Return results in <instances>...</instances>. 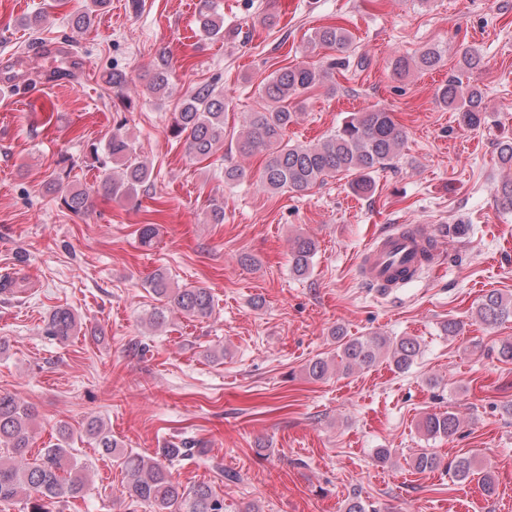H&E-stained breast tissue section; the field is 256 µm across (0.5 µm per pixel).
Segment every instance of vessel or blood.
I'll return each mask as SVG.
<instances>
[{
	"instance_id": "b4317fda",
	"label": "vessel or blood",
	"mask_w": 512,
	"mask_h": 512,
	"mask_svg": "<svg viewBox=\"0 0 512 512\" xmlns=\"http://www.w3.org/2000/svg\"><path fill=\"white\" fill-rule=\"evenodd\" d=\"M32 54L46 59L52 54L70 57L74 73L86 67L83 56L71 44L57 40L36 46ZM442 254L438 238L422 224H395L385 229L364 250L359 264L363 280L383 291H392L435 264Z\"/></svg>"
}]
</instances>
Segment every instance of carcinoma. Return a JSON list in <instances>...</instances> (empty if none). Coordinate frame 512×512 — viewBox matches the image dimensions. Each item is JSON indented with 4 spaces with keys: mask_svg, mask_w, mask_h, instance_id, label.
<instances>
[{
    "mask_svg": "<svg viewBox=\"0 0 512 512\" xmlns=\"http://www.w3.org/2000/svg\"><path fill=\"white\" fill-rule=\"evenodd\" d=\"M203 2L204 9L199 14L200 29L210 38L223 37L224 29L213 10L212 0ZM107 3L108 0H90L86 10L76 17V28L83 30L90 26L93 13ZM313 40L338 51L351 43L347 30L335 25L316 30ZM443 63V52L431 46L414 56L394 58L392 71L396 77L404 78L414 71L438 69ZM482 64L483 58L477 51L468 48L462 51L461 70L478 69ZM340 65L342 62L337 59L324 67L299 64L278 69L261 83L259 93L267 104L260 111L248 113L244 127L235 138L234 149L241 156L265 155L259 180L266 189L302 193L324 184L329 178L347 174L352 177L350 187L353 192L366 194L374 189L375 174L392 167L397 159L406 132L395 121L393 113L384 108L352 114L316 144H292L286 139L288 127L298 116L291 103H299L302 95L326 83ZM170 78L168 61L163 58L150 74L147 89L161 99L165 97ZM439 100L458 112L459 123L467 128L479 127L486 121L482 90L464 83L458 75L448 76L439 91ZM171 133L175 138L184 139L188 153L201 161L223 149L227 139L223 92L209 82L195 86L181 110L174 113ZM88 156L98 169L106 170L112 163L120 165L118 171L103 180V187L114 195L134 190L150 178V170L140 160L135 142L120 127L112 132L105 149L90 144ZM60 201L66 210L84 213L91 206V195L86 190L69 192L63 189ZM316 251L314 240L296 238L290 252L292 271L298 276L309 274ZM150 289L161 302L149 317L154 326L164 325L171 312L205 318L211 315L215 306L209 289L200 286L173 288L162 272L154 274ZM476 316L487 325L512 319V299L492 291L484 295ZM75 330L76 317L72 310L58 307L45 322L43 333L65 343L75 335ZM332 336L337 345L338 367L345 374L356 369H369L382 360L395 370L406 372L420 353L419 342L411 337L392 341L374 333L348 338L336 330ZM331 368L333 365L328 360L317 358L307 365V373L313 380H322ZM33 417L31 408L12 394L0 392V505H9L20 497L25 501L26 512H61V503L84 494L88 466L79 463L72 453L73 434L65 426L58 430L57 443L44 449L38 458L28 461L26 455ZM421 428L431 437H451L457 433L459 421L449 411L432 412L424 417ZM83 433L108 454L118 448L111 430L99 418L88 420ZM189 451L191 443L183 441L160 449L156 457L121 453L119 459L129 476L127 493L131 503L148 505L154 512H224V500L209 484L200 482L185 487L174 477L171 465ZM410 465L417 472H431L441 466V459L432 452L422 451L410 459ZM446 468L458 480H477L485 495L491 497L496 493L495 478L489 471L477 467L475 456H456L448 461Z\"/></svg>",
    "mask_w": 512,
    "mask_h": 512,
    "instance_id": "cac0c4a2",
    "label": "carcinoma"
}]
</instances>
